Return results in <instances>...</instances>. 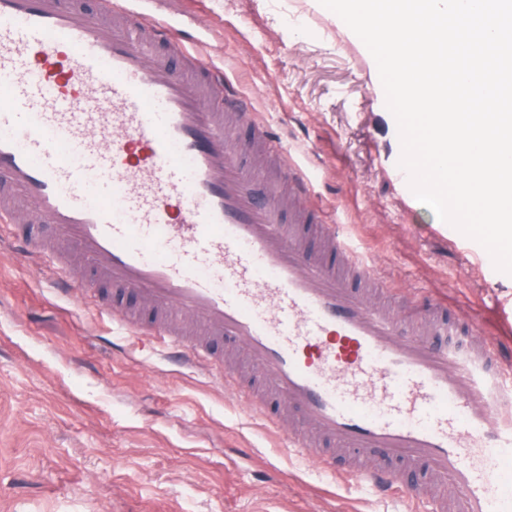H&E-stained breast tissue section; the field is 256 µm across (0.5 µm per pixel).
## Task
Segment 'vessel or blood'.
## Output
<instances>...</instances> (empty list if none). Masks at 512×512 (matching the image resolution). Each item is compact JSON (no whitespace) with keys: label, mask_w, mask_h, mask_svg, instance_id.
Returning <instances> with one entry per match:
<instances>
[{"label":"vessel or blood","mask_w":512,"mask_h":512,"mask_svg":"<svg viewBox=\"0 0 512 512\" xmlns=\"http://www.w3.org/2000/svg\"><path fill=\"white\" fill-rule=\"evenodd\" d=\"M137 2L0 0V224L54 228L15 237L18 253L130 334L222 369L270 423L300 418L285 450L325 470L328 447L347 450L351 478L429 512H512V343L471 347L440 297L427 330L398 334L303 172L293 203L254 195L247 157L260 145L288 162L287 141L261 122L232 141L224 116L246 120L250 101ZM227 339L253 377L225 366ZM421 460L453 503L401 484Z\"/></svg>","instance_id":"b4317fda"}]
</instances>
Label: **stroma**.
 Segmentation results:
<instances>
[{"instance_id":"1","label":"stroma","mask_w":512,"mask_h":512,"mask_svg":"<svg viewBox=\"0 0 512 512\" xmlns=\"http://www.w3.org/2000/svg\"><path fill=\"white\" fill-rule=\"evenodd\" d=\"M178 22L293 145L311 196L394 283L396 310L448 297L512 310V275L407 195L373 58L319 0H143ZM306 456L200 367L55 289L0 236V512H408Z\"/></svg>"}]
</instances>
